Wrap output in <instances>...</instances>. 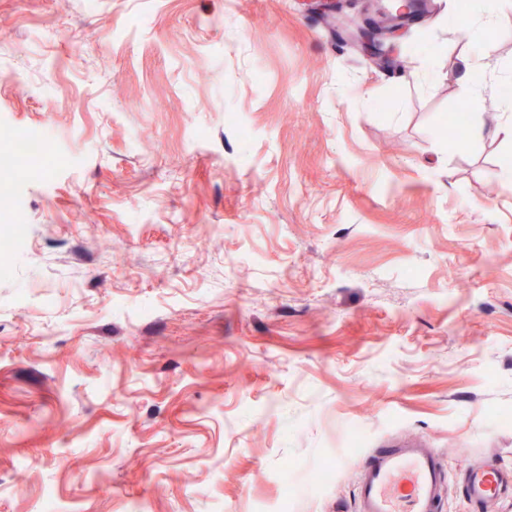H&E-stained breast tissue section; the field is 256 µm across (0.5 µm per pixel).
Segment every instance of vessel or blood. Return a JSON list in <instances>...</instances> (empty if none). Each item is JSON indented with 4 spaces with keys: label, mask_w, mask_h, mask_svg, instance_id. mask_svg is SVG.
<instances>
[{
    "label": "vessel or blood",
    "mask_w": 512,
    "mask_h": 512,
    "mask_svg": "<svg viewBox=\"0 0 512 512\" xmlns=\"http://www.w3.org/2000/svg\"><path fill=\"white\" fill-rule=\"evenodd\" d=\"M462 480L474 512H488L512 492V470L488 458L464 468ZM446 484L438 449L417 440L378 448L361 465L356 512H441Z\"/></svg>",
    "instance_id": "vessel-or-blood-1"
}]
</instances>
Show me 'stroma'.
I'll list each match as a JSON object with an SVG mask.
<instances>
[{"mask_svg":"<svg viewBox=\"0 0 512 512\" xmlns=\"http://www.w3.org/2000/svg\"><path fill=\"white\" fill-rule=\"evenodd\" d=\"M318 0H0V512H354L512 468V6L376 64ZM42 141L34 169L17 133ZM482 13L485 20L484 27L474 34V40L482 43L481 54H488L490 49L489 34L491 23L499 14L502 0H482ZM467 72L470 82V95L476 110L480 109L485 85V72L481 64L467 63ZM447 471L437 448L409 440L378 448L363 461L357 512H442Z\"/></svg>","mask_w":512,"mask_h":512,"instance_id":"obj_1","label":"stroma"}]
</instances>
